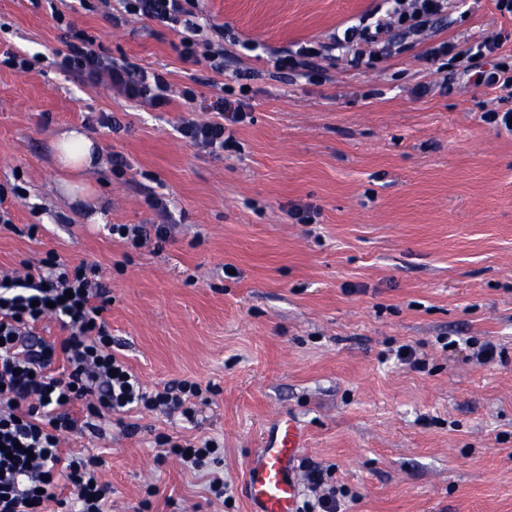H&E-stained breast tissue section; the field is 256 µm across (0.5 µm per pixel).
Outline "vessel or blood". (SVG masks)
Instances as JSON below:
<instances>
[{"label": "vessel or blood", "instance_id": "b4317fda", "mask_svg": "<svg viewBox=\"0 0 512 512\" xmlns=\"http://www.w3.org/2000/svg\"><path fill=\"white\" fill-rule=\"evenodd\" d=\"M302 446L301 431L287 423L277 428L254 456L245 478L253 512H297L295 462Z\"/></svg>", "mask_w": 512, "mask_h": 512}]
</instances>
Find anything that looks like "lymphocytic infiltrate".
I'll list each match as a JSON object with an SVG mask.
<instances>
[{"label":"lymphocytic infiltrate","instance_id":"f902f5d3","mask_svg":"<svg viewBox=\"0 0 512 512\" xmlns=\"http://www.w3.org/2000/svg\"><path fill=\"white\" fill-rule=\"evenodd\" d=\"M130 15L155 19L182 33L184 61L205 58L215 73L224 71L223 50L198 54L201 27L192 19L196 0H120ZM449 0H383L335 36V45L352 65L391 51L398 38L432 30ZM51 17L67 38L54 50L53 63L63 73L88 84L106 86L125 98L153 107L171 101L169 84L159 73L115 58L99 38L77 29L69 15ZM506 35L472 45L468 60L485 65L484 85L512 96V54L502 53ZM227 121L186 120L178 132L204 147L232 149ZM110 301L102 270L83 262L68 267L47 252L38 264H26L21 276L0 275V512H107L110 489L99 480L105 463L98 454L69 455L60 445L64 434H102L103 422L115 414L162 408L193 419L198 382L180 380L148 389L112 349V335L102 317ZM54 318L62 338H44L38 328ZM327 467L302 466L306 489L299 512H339L343 490L329 485Z\"/></svg>","mask_w":512,"mask_h":512}]
</instances>
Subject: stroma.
<instances>
[{"label": "stroma", "instance_id": "35a3bbf8", "mask_svg": "<svg viewBox=\"0 0 512 512\" xmlns=\"http://www.w3.org/2000/svg\"><path fill=\"white\" fill-rule=\"evenodd\" d=\"M377 2L201 0L203 36L224 47L218 75L184 62L180 34L158 21L55 0L113 56L165 73L175 92L193 86L194 101L156 110L44 61L0 69V194L13 222L0 226V273L49 251L97 263L112 296L103 318L144 385L211 387L193 420L143 410L124 417L136 434L70 435L64 450L102 452L109 512H252L247 469L283 421L304 434L301 458L331 467L346 512H512V133L483 119L512 99L424 56L510 32L512 17L494 0H456L426 40H402L375 67L332 50L313 80L276 68L272 51L331 43ZM50 10L0 0V54L60 47ZM428 82L443 92L416 95ZM220 98L247 117L233 150L210 153L177 127L212 119ZM102 112L119 136L97 124ZM66 125L102 145L90 178L111 223H160L144 188L168 200L160 247L128 251L58 196L49 142ZM116 151L130 163L121 176ZM295 207L316 210L313 223L289 217ZM441 336L459 347L442 350ZM468 338L504 358L477 363ZM402 344L420 368L387 358ZM159 434L217 440L227 502L207 471L157 462Z\"/></svg>", "mask_w": 512, "mask_h": 512}]
</instances>
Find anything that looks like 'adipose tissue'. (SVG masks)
Here are the masks:
<instances>
[{"instance_id":"ef3b65f1","label":"adipose tissue","mask_w":512,"mask_h":512,"mask_svg":"<svg viewBox=\"0 0 512 512\" xmlns=\"http://www.w3.org/2000/svg\"><path fill=\"white\" fill-rule=\"evenodd\" d=\"M50 148L60 172L56 182L58 194L81 211L86 223H106L109 204L99 197L88 179L89 172L100 163L97 141L82 129L70 127L53 136Z\"/></svg>"}]
</instances>
